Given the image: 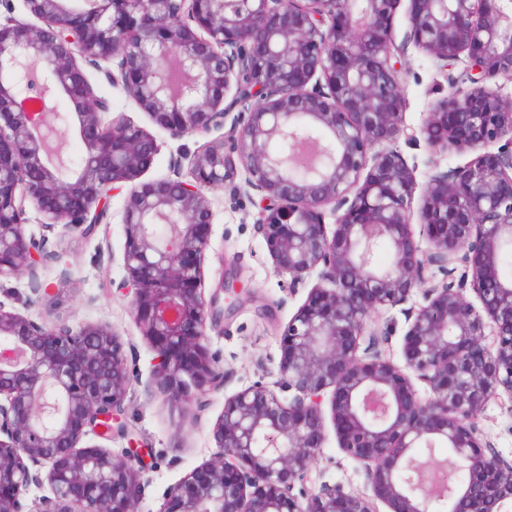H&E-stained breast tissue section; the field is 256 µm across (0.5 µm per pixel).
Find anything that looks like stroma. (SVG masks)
<instances>
[{"mask_svg":"<svg viewBox=\"0 0 512 512\" xmlns=\"http://www.w3.org/2000/svg\"><path fill=\"white\" fill-rule=\"evenodd\" d=\"M404 52L408 72L404 122L416 127L433 103L462 86L465 64L459 61L441 70L413 45L406 44ZM82 67L95 92L110 104L109 112L103 115L104 124H111L113 117H123L160 143V152L146 179L174 176L173 158L178 148L192 151L207 142L204 134L171 140L146 112L106 81V63L86 60ZM396 148L407 162L416 164V179L421 186L430 175L466 161L465 156L454 153L431 158L424 147L402 140ZM124 198V192H113L107 217L86 236L68 234L58 227L46 228L45 216L36 209H27L26 230L42 239L48 258L38 266L36 275L24 273L0 280V301L41 326L62 322L73 327L106 324L119 334L131 377L122 416L125 430L105 442L91 435L84 443H101L118 454L134 439L151 449L153 456L145 461L147 485L137 512H158L166 488L216 453L213 429L224 410L225 398L255 381L271 384L279 380L281 328L303 303L307 290L302 287L289 291L275 273L256 230L259 208L246 190L244 174H237L233 184L209 192L213 224L203 260L204 286L216 287L229 268L245 282L247 292L235 313L214 321L206 330L209 348L224 366L223 386L187 409L174 407L152 391L154 354L134 321L129 295L117 288L124 276ZM423 302L422 293L414 292L406 302L381 309L369 324L370 330L380 335L382 355L397 366L405 364L402 345L408 316ZM478 424L501 459L512 463V400L504 396L490 402ZM325 433L309 488L316 490L326 483L341 485L350 493L367 492L363 468L341 451L333 426H326Z\"/></svg>","mask_w":512,"mask_h":512,"instance_id":"1","label":"stroma"}]
</instances>
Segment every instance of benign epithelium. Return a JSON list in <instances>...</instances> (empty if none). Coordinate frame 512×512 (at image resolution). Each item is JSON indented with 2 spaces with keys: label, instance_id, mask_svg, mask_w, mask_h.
Returning <instances> with one entry per match:
<instances>
[{
  "label": "benign epithelium",
  "instance_id": "1",
  "mask_svg": "<svg viewBox=\"0 0 512 512\" xmlns=\"http://www.w3.org/2000/svg\"><path fill=\"white\" fill-rule=\"evenodd\" d=\"M401 2L23 0L42 25L0 20V279L45 259L27 207L85 236L129 185L118 289L155 354L153 392L184 408L224 379L205 343L219 299L203 285L209 191L242 167L276 274L291 289L318 278L281 333V387L256 382L224 399L220 451L169 486L159 512H377V501L390 512H512V464L478 426L491 401L512 399V282L499 272L512 242V95L490 86L512 80V0H409L404 42L440 68L467 62L468 86L438 100L417 131L403 123ZM80 57L116 62L105 71L112 87L171 138L228 122L229 141L179 152L189 180H141L159 145L122 118L103 125L108 104ZM48 91L73 112L44 103ZM71 119L84 154L53 166ZM401 139L474 158L431 176L415 212L414 168L391 148ZM381 246L391 251L382 268ZM415 290L424 304L404 339L408 375L360 340L380 308ZM129 383L111 327H43L0 302V512H23L45 466L52 496L37 512H136L138 442L120 455L82 446L112 437ZM327 412L369 493L303 490ZM438 445L452 454L441 467L467 474L442 495L423 480L437 459L417 453Z\"/></svg>",
  "mask_w": 512,
  "mask_h": 512
}]
</instances>
